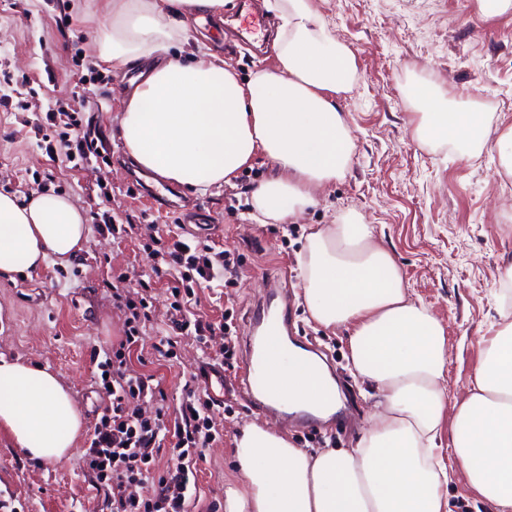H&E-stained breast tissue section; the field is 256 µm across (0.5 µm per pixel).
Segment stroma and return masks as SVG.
<instances>
[{"label": "stroma", "mask_w": 512, "mask_h": 512, "mask_svg": "<svg viewBox=\"0 0 512 512\" xmlns=\"http://www.w3.org/2000/svg\"><path fill=\"white\" fill-rule=\"evenodd\" d=\"M92 3L0 0V191L25 201L33 193L52 192L72 199L86 217L105 214L126 227L113 235L89 226L74 259L48 261L28 277L0 278V353L57 374L83 420L73 453L61 463L25 457L0 433V500L17 512H100L82 461L109 403L92 354L111 350L126 328L124 310L112 301L116 276L125 275L126 290L137 292L139 277L151 271L153 239L166 237L175 221L183 224L185 237L218 252L230 250L238 260V275L226 287L195 286L204 319L216 324L231 318L235 345L243 347L248 317L265 296L269 278H276L292 310L294 335L325 352L343 403L329 420L308 427L292 416L268 418L250 407L234 373L226 372L230 392L214 410L218 435L197 461L191 512H224V480L246 424L271 419L298 447L312 449L348 447L364 429L376 397L351 373L346 332L313 322L299 296L298 256L309 226L333 223L346 209L373 225L409 295L442 320L448 397L463 399L481 356L478 339L499 319L502 257L512 254V177L499 175L490 147L469 158L445 142L420 143L413 127L423 104L408 90L426 84L473 96L494 125H512V13L484 20L477 0H317L333 35L357 56L359 81L341 100L355 148L345 177L286 226L248 217L251 190L272 173L261 157L233 185L204 195L182 188L161 204L145 198L149 186L164 182L126 160L115 136L117 79L93 53L92 27L78 19ZM235 14L229 6L223 19L204 16L190 35L206 37L246 78L256 66L272 65L274 51L267 33L244 40ZM67 105L80 108L99 136V157L77 167L50 161L46 147L57 137L36 130L49 110ZM171 284L165 275L148 290L150 319L129 366L159 380L173 413L186 381L225 339L218 330L204 345L182 340L172 359L154 356L156 333L169 316Z\"/></svg>", "instance_id": "stroma-1"}]
</instances>
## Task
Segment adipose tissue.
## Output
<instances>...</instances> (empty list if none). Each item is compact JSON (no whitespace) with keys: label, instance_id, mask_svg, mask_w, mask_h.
I'll return each instance as SVG.
<instances>
[{"label":"adipose tissue","instance_id":"ef3b65f1","mask_svg":"<svg viewBox=\"0 0 512 512\" xmlns=\"http://www.w3.org/2000/svg\"><path fill=\"white\" fill-rule=\"evenodd\" d=\"M230 0H95L97 59L113 72L144 68L121 91L117 137L124 154L154 177L200 192L232 184L257 157L273 173L251 194L253 218L288 224L345 176L354 151L339 104L357 81L356 56L331 34L315 0H263L274 18L276 62L242 80L211 47L188 37L191 19L222 18ZM178 54H169L173 43ZM434 112L414 128L421 142L446 141L473 156L493 144L512 177V126L493 129L479 101L444 102L420 92ZM84 213L41 193L28 202L0 192V274H29L66 260L86 239ZM311 318L342 328L356 377L378 401L347 448L308 450L282 432L248 425L236 444L238 469L224 487V512H452L448 484L460 477L491 512H512V322L491 325L466 397L446 391L445 328L402 286L400 269L356 211L313 224L298 258ZM270 384L287 412L328 416L337 385L314 358L272 355ZM454 413L450 461L437 445ZM82 429L70 389L48 369L0 354V431L23 455L69 458Z\"/></svg>","mask_w":512,"mask_h":512}]
</instances>
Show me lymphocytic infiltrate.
<instances>
[{
  "mask_svg": "<svg viewBox=\"0 0 512 512\" xmlns=\"http://www.w3.org/2000/svg\"><path fill=\"white\" fill-rule=\"evenodd\" d=\"M67 162L81 165L98 156L91 129L85 128L77 112L65 109L47 113ZM161 264L152 265L154 274L163 269L180 270L181 282L172 286L171 317L165 336L155 343L160 357L173 358L182 338L194 337L205 342L210 324L190 310L193 289L191 277L211 282H229L237 266L229 251L213 252L208 244L185 243L175 239L158 251ZM116 307L125 309L127 330L112 345V354L98 367L106 378L102 382L112 402L103 411L89 438L85 466L96 478L95 490L101 499V512H188L197 495L196 463L200 448L215 440L212 418L213 402L198 389H187L173 419H166L164 394L152 376L134 374L128 366L131 349L141 339L139 325L149 319L146 297H130L124 289H115ZM155 406L153 415L127 412L129 401ZM171 442L174 454L160 463L159 451Z\"/></svg>",
  "mask_w": 512,
  "mask_h": 512,
  "instance_id": "obj_1",
  "label": "lymphocytic infiltrate"
}]
</instances>
